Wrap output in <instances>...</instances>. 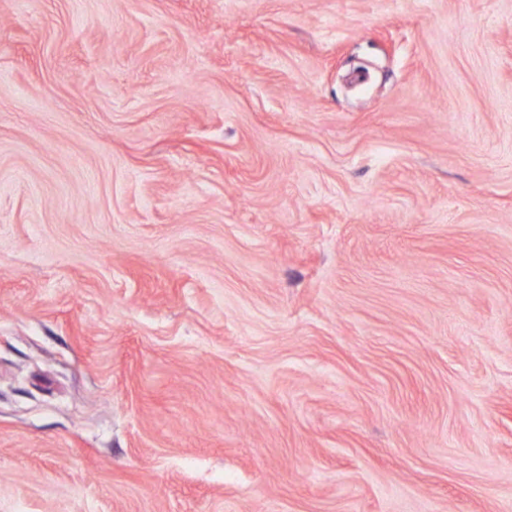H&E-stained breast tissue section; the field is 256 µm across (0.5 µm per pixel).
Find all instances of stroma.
Instances as JSON below:
<instances>
[{
  "label": "stroma",
  "instance_id": "obj_1",
  "mask_svg": "<svg viewBox=\"0 0 512 512\" xmlns=\"http://www.w3.org/2000/svg\"><path fill=\"white\" fill-rule=\"evenodd\" d=\"M0 512H512V0H0Z\"/></svg>",
  "mask_w": 512,
  "mask_h": 512
}]
</instances>
